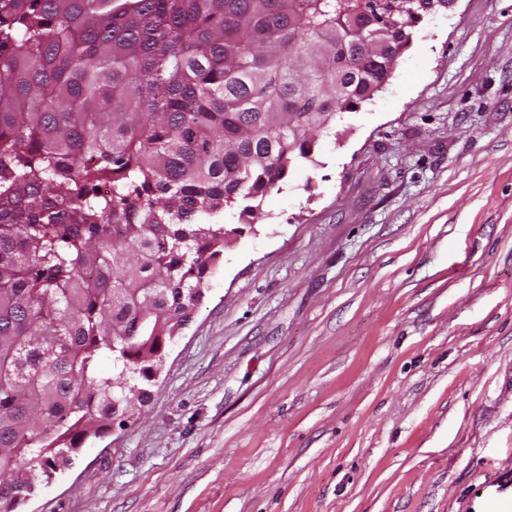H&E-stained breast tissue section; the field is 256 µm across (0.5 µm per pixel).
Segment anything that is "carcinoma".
Listing matches in <instances>:
<instances>
[{
    "label": "carcinoma",
    "instance_id": "carcinoma-1",
    "mask_svg": "<svg viewBox=\"0 0 512 512\" xmlns=\"http://www.w3.org/2000/svg\"><path fill=\"white\" fill-rule=\"evenodd\" d=\"M414 4L0 0V512L138 415L175 329L313 134L393 75Z\"/></svg>",
    "mask_w": 512,
    "mask_h": 512
}]
</instances>
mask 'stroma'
<instances>
[{
  "label": "stroma",
  "mask_w": 512,
  "mask_h": 512,
  "mask_svg": "<svg viewBox=\"0 0 512 512\" xmlns=\"http://www.w3.org/2000/svg\"><path fill=\"white\" fill-rule=\"evenodd\" d=\"M241 209L141 414L17 512H512V0Z\"/></svg>",
  "instance_id": "stroma-1"
}]
</instances>
